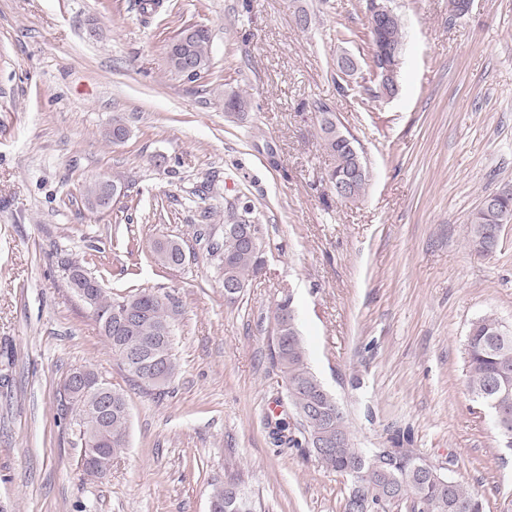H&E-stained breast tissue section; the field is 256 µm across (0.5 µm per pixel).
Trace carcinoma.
I'll return each mask as SVG.
<instances>
[{"mask_svg": "<svg viewBox=\"0 0 512 512\" xmlns=\"http://www.w3.org/2000/svg\"><path fill=\"white\" fill-rule=\"evenodd\" d=\"M385 39L403 43V23L394 15L385 32ZM211 36L201 26L195 35L174 48L176 55H189L206 73L211 65ZM324 149L334 157L333 175L348 176L352 153L347 144L336 138V128L321 136ZM86 207L97 210L101 198L98 181L84 186ZM493 204L476 208L469 217V243L481 256L495 252L505 225L512 222V192L492 195ZM220 253L224 264V280L245 282L259 266L256 249L238 238H226L212 247ZM157 265L164 269L181 267L186 259L183 244L175 239L157 240L151 245ZM290 299L281 301L274 313V358L287 382L288 400L299 418L300 437L284 436L288 423L276 421L273 435L291 448H303L315 454L323 466L349 477L350 488L344 499L343 512H353L354 505L368 504L367 512H484V501L468 486L444 474L436 467L415 456L407 448L383 449L382 464L372 466L373 455L355 447L342 415L320 421L307 418L309 394L325 389L312 370L306 348L298 331L285 327ZM175 305L170 295L158 290L134 288L124 295L112 296L99 289L94 316L103 335L120 362L129 381L144 393L161 392L154 373L147 366L133 368L125 360L131 351H146V355L165 365L166 379L172 381L179 371L173 354ZM467 387L472 398L483 404L498 403L512 432V329L500 330L498 319L486 315L472 321L465 342ZM112 415L102 420L99 400L94 392L70 395L63 393L60 401L62 418H71L78 427L82 448H96L97 439L108 433L112 447L108 451L116 458L127 447L129 402L121 388L109 387Z\"/></svg>", "mask_w": 512, "mask_h": 512, "instance_id": "carcinoma-1", "label": "carcinoma"}]
</instances>
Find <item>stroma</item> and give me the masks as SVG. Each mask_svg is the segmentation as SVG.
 I'll return each mask as SVG.
<instances>
[{
	"label": "stroma",
	"instance_id": "35a3bbf8",
	"mask_svg": "<svg viewBox=\"0 0 512 512\" xmlns=\"http://www.w3.org/2000/svg\"><path fill=\"white\" fill-rule=\"evenodd\" d=\"M392 6L405 40L387 98L367 70L336 73L339 53L367 52L366 0H0V512H208L233 480L262 512H342L347 479L271 435L296 421L273 358L286 298L356 447L410 449L485 512H512V450L464 366L473 320L512 327V223L493 256L468 242L481 199L512 191V0H473L455 21L448 0ZM189 24L211 34L193 83L166 68ZM230 90L247 112L226 114ZM321 102L370 170L357 201L326 181ZM116 118L117 145L103 136ZM113 174L124 195L88 210L84 185ZM229 211L266 242L232 302L209 249ZM165 236L182 240L181 268L150 258ZM74 261L109 292L175 298L163 393L129 385L69 286ZM80 366L129 396L128 448L101 479L58 411Z\"/></svg>",
	"mask_w": 512,
	"mask_h": 512
}]
</instances>
